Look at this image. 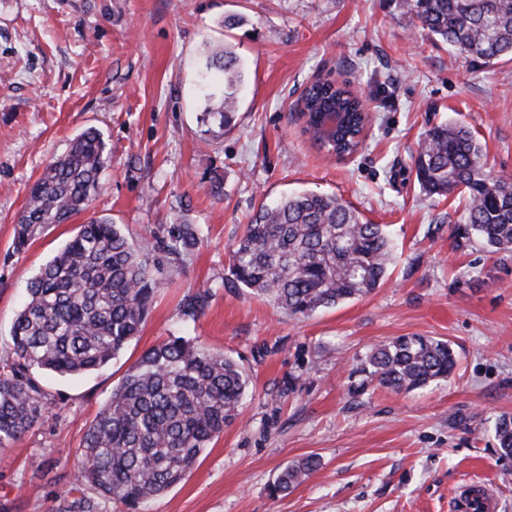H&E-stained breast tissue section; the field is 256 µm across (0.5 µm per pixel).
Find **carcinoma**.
<instances>
[{"label": "carcinoma", "mask_w": 512, "mask_h": 512, "mask_svg": "<svg viewBox=\"0 0 512 512\" xmlns=\"http://www.w3.org/2000/svg\"><path fill=\"white\" fill-rule=\"evenodd\" d=\"M400 7L433 36L484 64L512 57V0H401ZM224 77V94L208 95L202 122L229 123L243 81L228 47L213 50L205 71ZM294 111L304 132L328 153L345 157L364 142L365 102L347 86L319 78ZM482 147L462 126L428 131L411 174L428 194L466 200L462 235L494 252H512V180L484 168ZM106 144L94 129L48 163L31 186L15 227L14 249L25 250L38 228L64 224L88 208L102 189ZM198 240L180 224L171 243L177 255ZM154 248L135 246L107 217L90 220L27 285L28 299L11 328V352L0 363V448H9L42 418L45 394L38 375L92 373L117 358L136 336L152 303ZM393 245L384 224L362 221L334 194L297 192L260 206L232 252V270L245 288L296 316H309L372 293L386 278ZM201 289L183 302L193 316L208 302ZM457 365L452 345L428 336H397L362 363L366 380L396 391L445 380ZM249 376L233 358L183 336L147 349L130 366L89 426L75 483L123 504L130 512L179 484L211 442L238 416ZM500 456L512 458V416L495 426ZM312 457L288 464L272 492L286 495L317 468Z\"/></svg>", "instance_id": "obj_1"}]
</instances>
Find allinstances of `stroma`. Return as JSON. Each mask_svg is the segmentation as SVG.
<instances>
[{"label":"stroma","instance_id":"1","mask_svg":"<svg viewBox=\"0 0 512 512\" xmlns=\"http://www.w3.org/2000/svg\"><path fill=\"white\" fill-rule=\"evenodd\" d=\"M224 45L245 78L230 126L209 133L199 80L207 49ZM318 76L368 103L353 156L326 155L290 116ZM446 122L470 127L492 175L512 179V59L453 53L398 0H0V358L28 280L90 217L133 241L170 240L177 216L199 234L163 257L142 330L117 359L80 377L41 375L42 418L0 453V512H67L82 497L126 512L76 488L74 473L113 389L170 336L236 359L250 383L236 421L143 512H453L465 483L512 512V460L493 433L512 414V253L456 237L463 201L425 195L410 174L428 130ZM89 128L108 151L101 193L14 252L29 185ZM300 190L336 194L394 242L379 288L308 317L252 294L230 266L261 202ZM202 287L207 306L184 316L182 299ZM401 335L448 340L455 372L409 392H351L365 354ZM307 456L318 469L272 495L281 470Z\"/></svg>","mask_w":512,"mask_h":512}]
</instances>
